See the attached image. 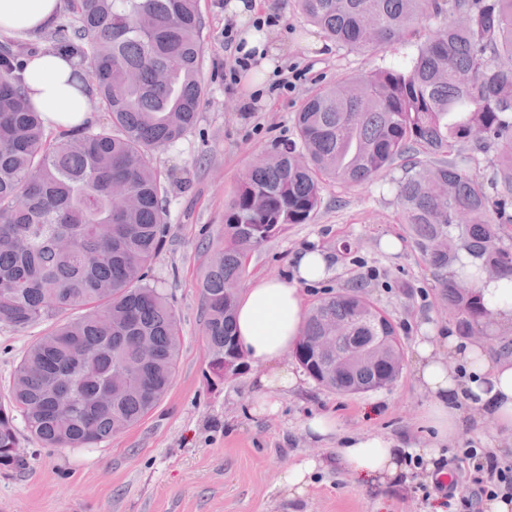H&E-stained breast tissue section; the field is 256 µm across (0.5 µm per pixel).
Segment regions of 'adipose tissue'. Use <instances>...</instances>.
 Returning a JSON list of instances; mask_svg holds the SVG:
<instances>
[{
	"instance_id": "adipose-tissue-1",
	"label": "adipose tissue",
	"mask_w": 512,
	"mask_h": 512,
	"mask_svg": "<svg viewBox=\"0 0 512 512\" xmlns=\"http://www.w3.org/2000/svg\"><path fill=\"white\" fill-rule=\"evenodd\" d=\"M60 9L61 0H0V35L38 32ZM226 12L235 17L246 49L255 53L252 71L256 79L269 77L275 57L286 53L287 45L273 29L251 25L256 10L243 0H229ZM72 73V60L62 52L43 50L27 63V97L49 127H75L91 119L89 93L73 81ZM335 266L330 253L309 244L296 255L291 273L260 279L240 295L235 333L258 391L254 414H276L279 395L303 384L302 370L284 361L300 337L305 317L301 286L324 280ZM478 287L493 311L488 330L512 338V290L485 280ZM415 351L416 376L431 397L425 417L435 432L433 444L408 446L389 434L349 435L337 448L339 466L374 476L384 484L409 483L408 457L433 461L439 456L440 443L462 431L456 409L461 400L469 405L476 423L492 421L500 438L512 445V354L490 357L479 338L454 333L418 337Z\"/></svg>"
}]
</instances>
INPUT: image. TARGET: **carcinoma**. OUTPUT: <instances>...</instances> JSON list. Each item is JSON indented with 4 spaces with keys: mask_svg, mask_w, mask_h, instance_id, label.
Here are the masks:
<instances>
[{
    "mask_svg": "<svg viewBox=\"0 0 512 512\" xmlns=\"http://www.w3.org/2000/svg\"><path fill=\"white\" fill-rule=\"evenodd\" d=\"M305 18L351 51L383 49L424 20L448 23L407 64L319 87L295 115L297 140L276 144L245 173L224 213L202 281L210 369L241 360L233 321L244 278V239L258 248L307 224L328 181L361 184L398 167L401 223L438 274L463 328L491 316L483 278L512 280V0H298ZM46 48L87 74L99 127H46L23 85L27 49L0 44V323L16 330L79 311L40 337L15 368L0 405V470L25 468L10 452L18 424L44 448H90L137 425L167 394L181 337L168 298L146 274L168 233L159 152L195 126L204 85L199 0H65ZM494 152L481 166L480 155ZM470 271L455 270L460 256ZM326 336L382 346L380 363L336 370L313 353ZM152 355L140 360L143 340ZM299 362L322 386L349 394L399 375L393 322L361 286L306 315ZM141 362L125 386L124 364ZM112 391V405L100 397Z\"/></svg>",
    "mask_w": 512,
    "mask_h": 512,
    "instance_id": "obj_1",
    "label": "carcinoma"
}]
</instances>
